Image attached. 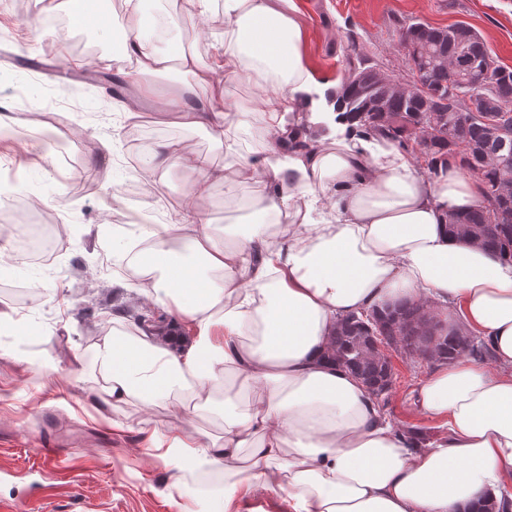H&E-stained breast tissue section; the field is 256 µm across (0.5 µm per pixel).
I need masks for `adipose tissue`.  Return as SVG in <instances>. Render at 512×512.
<instances>
[{"instance_id":"obj_1","label":"adipose tissue","mask_w":512,"mask_h":512,"mask_svg":"<svg viewBox=\"0 0 512 512\" xmlns=\"http://www.w3.org/2000/svg\"><path fill=\"white\" fill-rule=\"evenodd\" d=\"M123 29L139 97L155 98L151 75L179 62L194 98L171 95L164 112L226 136L223 168L163 144L156 170L196 173L194 196L214 181L256 185L254 204L275 216L223 233L185 201L147 252L157 279L144 303L169 322L105 336L88 354L112 406L168 400L184 418L223 406L220 437L146 429L172 486L193 469L223 476L228 505L259 487L288 512H464L512 483V259L447 227L448 212L481 204L479 180L453 164L429 174L332 112L333 134L305 136L297 114L321 110L336 85L307 63L293 0H224V50L207 65L159 50L139 8ZM225 79L251 84L262 104L260 161L227 136L250 110L225 103ZM409 300L459 319L493 354L440 363L409 392L413 409L447 425L431 448L384 423L331 359L337 320Z\"/></svg>"}]
</instances>
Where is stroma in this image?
Masks as SVG:
<instances>
[{
  "mask_svg": "<svg viewBox=\"0 0 512 512\" xmlns=\"http://www.w3.org/2000/svg\"><path fill=\"white\" fill-rule=\"evenodd\" d=\"M305 28V55L325 79L340 80L350 50L348 31L375 54L384 67L404 73L395 22L418 19L436 27L462 22L477 30L488 49L512 68V0H295ZM89 19L79 30L58 34L55 20L68 16L71 0H27L32 14L20 21L15 0H0V162L20 167L27 190L39 198V216L45 223L62 220L68 235L58 246L51 265L13 260L0 266V309L12 313L16 324L0 328V512L27 497L33 486L43 493L44 512H209L207 496L186 486L172 487L168 466L146 454L142 428L161 430L177 425L166 403L145 406L132 402L106 405L99 385L90 376L75 378L79 365L74 352L86 353L94 340L126 324L125 317L109 312L110 305L134 307L137 285L116 288L111 275L102 271V259H124L133 237L115 227V215L128 209L140 213L163 208L177 211L195 179L193 172L173 168L162 173L153 203L126 200L120 190L130 180L124 157L125 126L119 117L125 101L134 100L136 88L125 84L124 101L112 99L105 88L89 84L91 71L116 73L115 57L123 51L122 15L113 0H85ZM148 21L158 14H175L196 30L195 39L174 36L170 47L197 54L206 63L224 49V34L211 26L218 15L210 7L200 15L196 0H143ZM92 58L94 69L76 67V60ZM72 65L69 81L74 91L61 105L43 112H20L12 91L23 85L29 93L57 95L54 78L58 62ZM188 75L179 70L154 78L158 101L144 102L139 114L148 130L147 149L139 155L146 168L150 150L172 143L188 154L207 156L214 166L224 164V149L204 129L172 124L161 110V99L174 86H185ZM225 101L245 103L251 109L248 122L234 135L244 154L261 152L264 123L254 88L244 82H223ZM64 132L69 161L52 156L38 161L43 141ZM103 175L90 193H80L74 170ZM252 185L226 190L215 181L195 204L212 227L242 228L252 214ZM42 282L43 294L31 305L18 304L10 289ZM28 349L27 361L14 356L19 346ZM54 351L63 369L53 381L37 377L36 360L44 350ZM398 377L387 406L396 419L435 427V420L414 412L407 392L420 380L426 364L395 355ZM52 432L68 453L47 461L38 449L40 436Z\"/></svg>",
  "mask_w": 512,
  "mask_h": 512,
  "instance_id": "35a3bbf8",
  "label": "stroma"
}]
</instances>
